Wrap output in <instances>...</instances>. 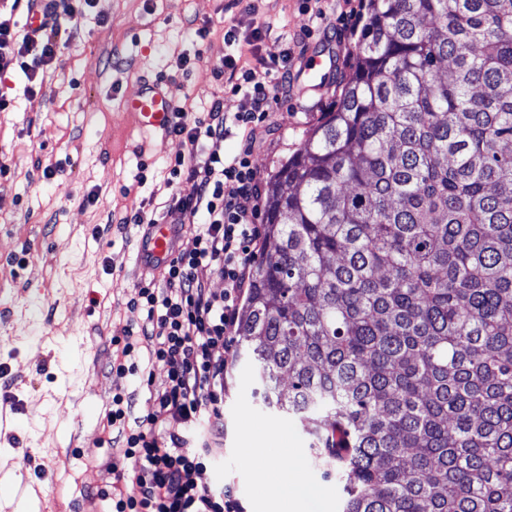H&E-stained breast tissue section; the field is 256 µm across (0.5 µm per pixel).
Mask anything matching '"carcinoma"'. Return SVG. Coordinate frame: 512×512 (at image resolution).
I'll return each mask as SVG.
<instances>
[{
    "mask_svg": "<svg viewBox=\"0 0 512 512\" xmlns=\"http://www.w3.org/2000/svg\"><path fill=\"white\" fill-rule=\"evenodd\" d=\"M273 175L238 353L342 512H512V0H367Z\"/></svg>",
    "mask_w": 512,
    "mask_h": 512,
    "instance_id": "obj_1",
    "label": "carcinoma"
}]
</instances>
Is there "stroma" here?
Wrapping results in <instances>:
<instances>
[{"label": "stroma", "instance_id": "stroma-1", "mask_svg": "<svg viewBox=\"0 0 512 512\" xmlns=\"http://www.w3.org/2000/svg\"><path fill=\"white\" fill-rule=\"evenodd\" d=\"M364 22L363 0H93L62 30L51 62L0 80L11 100L0 112V410L15 418L0 427V471L42 492L0 497V512H106L95 493L101 462L120 455L101 441L112 397L132 394L138 419L153 409L140 375L110 369L111 338L142 320L130 305L142 231L116 221L193 187L165 178L181 141L142 131L125 99L159 79L175 103L201 107L220 91L225 111H239L240 95L222 91L212 69L226 52L225 30L236 27L243 40L265 28L242 65L285 67L291 77L253 154L266 182L339 102ZM282 49L287 58L270 59ZM315 55L334 62L319 85L303 73ZM256 387L251 363L231 357L224 454L201 482L230 489L243 512H275L245 462L246 449L269 448L296 467L318 512H341L340 488L322 479L301 424L263 408Z\"/></svg>", "mask_w": 512, "mask_h": 512}]
</instances>
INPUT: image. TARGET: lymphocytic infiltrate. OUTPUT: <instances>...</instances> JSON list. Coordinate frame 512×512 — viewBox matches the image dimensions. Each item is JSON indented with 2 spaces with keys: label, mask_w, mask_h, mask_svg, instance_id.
Listing matches in <instances>:
<instances>
[{
  "label": "lymphocytic infiltrate",
  "mask_w": 512,
  "mask_h": 512,
  "mask_svg": "<svg viewBox=\"0 0 512 512\" xmlns=\"http://www.w3.org/2000/svg\"><path fill=\"white\" fill-rule=\"evenodd\" d=\"M88 0H29V9L42 13L39 29L16 34L15 24L0 19V77L14 69L50 62L59 46L63 22L81 18ZM239 75L233 83L242 103L238 112L224 110L223 97H213L203 111L176 106L171 135L184 151L170 162V173L192 183L185 197H170L161 216L138 210L121 217L150 231L153 224H190L204 216L192 250L178 254L159 277H145L133 300L143 318L122 336L112 338L116 356L112 370L150 373L165 371L162 387L151 390L153 410L129 426L130 395L112 397L103 426V442L117 446L132 464L124 473L105 461L110 481L96 492L111 512H239L230 491L200 482L199 475L218 455L224 436V372L238 329L239 299L245 292L255 259L259 234L254 217L262 187L252 163L257 133L282 95L288 74L275 80L255 69H240L234 55L225 54L213 67L215 79ZM237 129L242 151L232 159L219 152L229 129ZM196 223V222H195ZM224 280L223 292L210 288L209 274ZM133 476L135 497L124 496L120 484Z\"/></svg>",
  "instance_id": "1"
}]
</instances>
